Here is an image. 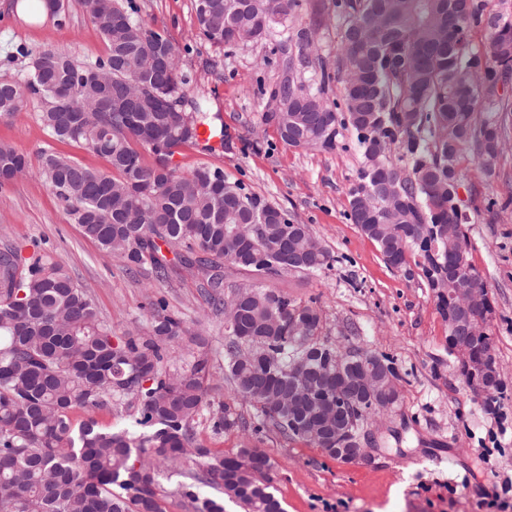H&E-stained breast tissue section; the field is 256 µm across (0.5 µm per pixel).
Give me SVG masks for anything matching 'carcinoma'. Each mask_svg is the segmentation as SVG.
I'll list each match as a JSON object with an SVG mask.
<instances>
[{
    "label": "carcinoma",
    "mask_w": 512,
    "mask_h": 512,
    "mask_svg": "<svg viewBox=\"0 0 512 512\" xmlns=\"http://www.w3.org/2000/svg\"><path fill=\"white\" fill-rule=\"evenodd\" d=\"M196 10L198 27L221 45L257 41L279 24L288 35L278 43L282 77L269 99H297L303 111L267 110L278 132L311 116L308 148L331 151L339 130L350 129L362 155L358 182L349 190V219L374 242L385 262L386 239L397 232L429 285L453 271L485 287L469 259L472 243L458 223L456 190L471 156L492 172L504 149L512 98L500 93L512 78V10L488 8L487 0H333L339 24L334 71L312 55L311 29L289 25L295 0H206ZM90 18L106 53L75 63L64 48L48 50L53 62H31L21 82H0V117H10L28 98L41 101L40 118L51 136L75 142L103 158L109 170L44 152L41 175L85 237L118 257L127 269L147 265L157 277L172 260L224 313V264L253 274L257 283L236 289L243 296L239 321L267 353L254 365L232 328H224V362L231 401L212 412L217 433L238 426L236 405L257 416L253 431L273 427L335 458L336 431L326 412L341 400L351 406L349 437L361 435L373 399L336 395V386L313 396L302 415L275 411L264 401L291 388L294 370L322 367L336 372V357L381 361L386 355L342 350L318 336L319 312L286 294L263 289L273 274L305 277L332 264L328 251L309 250L305 224H274L275 205L243 192L224 172L198 167L182 172L176 149L195 143L202 117L185 110L188 76L164 33L136 19V0H89ZM485 31V55L473 50L472 33ZM319 66L317 92L295 81L300 67ZM341 101L328 104L333 81ZM398 157H392V149ZM152 156L143 161L141 151ZM393 177L390 187L374 170ZM25 155L0 143V186L26 175ZM174 253L168 259L163 247ZM306 255L289 267L288 257ZM494 309L476 312L478 334L470 345L481 363L495 350L489 325ZM197 347L181 369L167 364L174 344ZM206 337L161 301L150 304L145 326L120 336L104 324L86 292L46 254L29 258L0 251V512H167L153 462L196 455L206 472L187 473L178 493L192 512H225L224 499L203 496L212 484L244 512H284L268 478L269 456L242 448L232 457L195 445L194 424L208 405L211 359ZM138 403L133 428L75 423L77 409H112L123 398Z\"/></svg>",
    "instance_id": "carcinoma-1"
}]
</instances>
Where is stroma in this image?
<instances>
[{
    "mask_svg": "<svg viewBox=\"0 0 512 512\" xmlns=\"http://www.w3.org/2000/svg\"><path fill=\"white\" fill-rule=\"evenodd\" d=\"M136 2L139 20L165 32L178 49L190 79L188 101L199 103L204 124L224 131L223 137L182 147L181 169H221L228 182L279 206L293 223L308 225L332 256L331 267L306 278L271 275L265 285L316 308L321 338L388 355L400 377L399 405L368 423L370 461L342 464L274 429L254 433L256 412L246 404L237 408L244 426L221 434L202 414L194 425L197 445L224 456L243 448L264 451L286 512H512V147L494 173L467 162L458 189L469 217L470 260L495 310L489 330L505 397L498 412L489 413L448 349V319L420 267L412 260L398 269L388 266L347 217L348 192L362 166L353 133L344 131L328 152L295 149L266 120L268 91L282 74L275 51L280 28L248 46L215 45L198 31L195 0ZM65 9L61 23L0 9V81H22L33 58L49 48L67 49L79 64L104 55L88 0H65ZM293 22L314 28L317 54L334 63L339 21L331 0H298ZM41 110L30 99L14 115L0 117V143L24 153L30 166L26 177L0 187V248L25 255L37 246L45 249L87 291L113 335L145 325L148 303L157 299L188 323L200 324L212 363L211 404L221 405L230 389L223 316L186 273L161 280L147 268L126 271L83 236L41 176V154L53 151L97 169L106 162L76 143L51 138ZM204 468V459L194 455L163 465L159 480L167 512H190L177 485L181 474Z\"/></svg>",
    "mask_w": 512,
    "mask_h": 512,
    "instance_id": "obj_1",
    "label": "stroma"
}]
</instances>
